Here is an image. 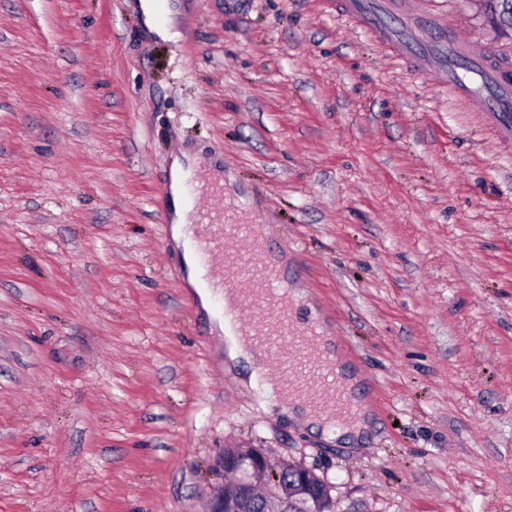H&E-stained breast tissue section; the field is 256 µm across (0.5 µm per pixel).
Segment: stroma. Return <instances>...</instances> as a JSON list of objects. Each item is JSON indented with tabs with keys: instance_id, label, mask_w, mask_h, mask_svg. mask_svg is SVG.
<instances>
[{
	"instance_id": "stroma-1",
	"label": "stroma",
	"mask_w": 512,
	"mask_h": 512,
	"mask_svg": "<svg viewBox=\"0 0 512 512\" xmlns=\"http://www.w3.org/2000/svg\"><path fill=\"white\" fill-rule=\"evenodd\" d=\"M0 0V512H209L225 449L333 512H512V138L340 0ZM512 67L481 0H407ZM234 180L371 417L263 411L169 225L168 164ZM138 7L141 10L146 26L151 32L156 34L158 37L165 39L171 34V29L177 22V17L174 16V12L168 10L169 17L165 26H157L154 23L155 16V3L152 0H139ZM291 512H329L331 500L326 486L317 478L309 480L306 494L288 499Z\"/></svg>"
}]
</instances>
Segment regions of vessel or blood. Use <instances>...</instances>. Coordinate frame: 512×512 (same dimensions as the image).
<instances>
[{
	"mask_svg": "<svg viewBox=\"0 0 512 512\" xmlns=\"http://www.w3.org/2000/svg\"><path fill=\"white\" fill-rule=\"evenodd\" d=\"M342 11L415 70L437 72L446 82L454 80L458 57L475 63L480 60V50L457 41L445 19L408 17L403 0H344ZM389 13L401 16L399 28L384 24L383 17ZM423 29L430 32V39L420 38ZM511 100L512 75L503 69L489 76L483 112L505 113ZM240 212V204L228 203L200 211L197 222L202 242L199 264L224 304L226 325L282 361L279 389L284 397L306 399L340 421L351 417L354 409L335 367L319 348L318 327L313 323L298 325L294 298L284 296L279 273L272 270L262 243L254 237L253 225L244 223Z\"/></svg>",
	"mask_w": 512,
	"mask_h": 512,
	"instance_id": "1",
	"label": "vessel or blood"
}]
</instances>
